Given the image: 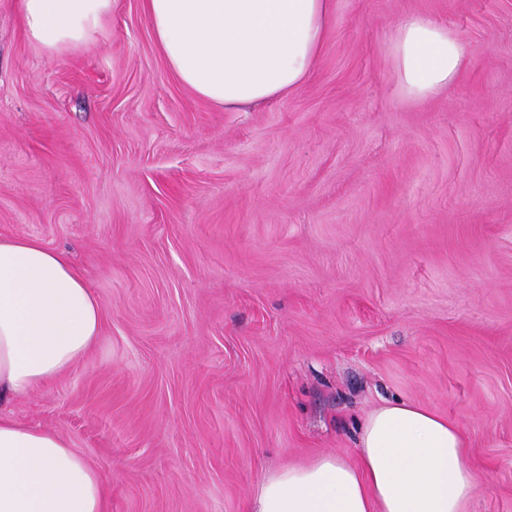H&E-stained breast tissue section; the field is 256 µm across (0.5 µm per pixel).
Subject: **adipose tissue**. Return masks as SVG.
Listing matches in <instances>:
<instances>
[{"label": "adipose tissue", "mask_w": 512, "mask_h": 512, "mask_svg": "<svg viewBox=\"0 0 512 512\" xmlns=\"http://www.w3.org/2000/svg\"><path fill=\"white\" fill-rule=\"evenodd\" d=\"M113 0H18L22 28L49 53L93 40ZM166 62L185 87L227 109L300 89L320 55L334 0H146ZM387 51L403 94L427 99L475 60L431 17L396 24ZM103 322L68 258L35 238L0 237V404L79 363ZM476 474L458 427L429 408L383 402L361 424L357 458L320 455L265 476L244 512H462ZM0 512H107L105 482L55 432L0 413Z\"/></svg>", "instance_id": "obj_1"}]
</instances>
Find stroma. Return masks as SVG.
<instances>
[{
  "label": "stroma",
  "instance_id": "stroma-1",
  "mask_svg": "<svg viewBox=\"0 0 512 512\" xmlns=\"http://www.w3.org/2000/svg\"><path fill=\"white\" fill-rule=\"evenodd\" d=\"M317 64L256 107L170 72L144 0L57 54L0 0V236L63 252L98 343L6 408L96 467L108 512H243L262 477L353 461L421 403L512 512V0H335ZM433 17L477 54L407 98L387 43Z\"/></svg>",
  "mask_w": 512,
  "mask_h": 512
}]
</instances>
